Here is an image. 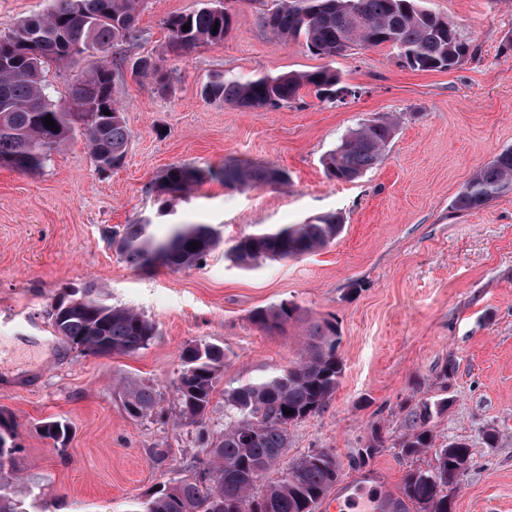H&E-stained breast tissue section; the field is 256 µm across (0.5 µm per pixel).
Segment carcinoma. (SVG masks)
<instances>
[{
  "label": "carcinoma",
  "instance_id": "cac0c4a2",
  "mask_svg": "<svg viewBox=\"0 0 512 512\" xmlns=\"http://www.w3.org/2000/svg\"><path fill=\"white\" fill-rule=\"evenodd\" d=\"M146 0H51L47 13L21 20L7 35H0V166L36 172L69 138L80 135L100 171L123 166L130 140L121 107L115 98L117 64L103 55L136 31ZM265 22L277 37L304 40L309 51L334 57L353 45H389L409 67L449 70L473 55L470 40L451 20L419 5V0H276ZM190 30H183V25ZM218 30H213V27ZM233 15L224 2H211L166 21L169 44L176 51H190L203 44L219 43L229 34ZM79 45L84 51L68 54ZM63 58L85 59L84 78L70 98L83 109L53 101L43 73ZM310 88L319 99L334 101L333 93L345 90L335 71L323 67L312 72H288L242 79L216 74L203 87L205 98L242 108L263 110L300 98ZM110 111L106 115L103 110ZM51 116L54 126L45 125ZM398 120L389 115L370 119L352 130L327 155L325 165L338 180L352 181L373 168L393 140ZM217 179L240 189L260 184L285 185L287 175L268 167L200 169L189 165L169 167L156 182L161 210L192 191L204 179ZM512 190V148L501 151L478 169L458 193L460 210L479 209ZM153 223L144 220L126 225L117 240V252L134 267L180 270L197 266L221 241L208 224H171L158 237ZM343 224L328 213L308 224H294L276 231L248 234L232 246L235 262L248 267L260 259L279 261L314 253L340 235ZM197 243V249L191 244ZM301 318L300 309L283 302L254 311L251 321L268 332H282ZM57 336L93 356L131 354L148 346L154 325L130 307L114 306L93 288L65 292L52 304ZM338 329L333 319L315 322L297 361L273 376L224 390V430L215 438L200 439L206 467L197 479H172L160 485L128 512H212V498L224 494V512H315L337 482L339 471L327 449L312 451L289 462L288 425L324 410L342 375L337 353ZM176 386L181 414L197 421L205 416L224 369V351L199 342L185 347ZM122 396L129 417L153 416L159 405L156 391L140 384L124 386ZM443 398L417 405L408 418L407 433L399 447L415 455L434 447L428 424L433 413L448 408ZM292 410L289 415L286 410ZM45 437L59 444L69 426L61 420L44 423ZM20 445L16 424L0 412V470L17 469ZM433 470L407 472L403 495L428 512H452L453 495L470 462V448L454 442L436 451ZM279 477L258 490L257 482L271 470ZM18 476L0 479V512H27L14 495Z\"/></svg>",
  "mask_w": 512,
  "mask_h": 512
}]
</instances>
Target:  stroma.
<instances>
[{"mask_svg":"<svg viewBox=\"0 0 512 512\" xmlns=\"http://www.w3.org/2000/svg\"><path fill=\"white\" fill-rule=\"evenodd\" d=\"M197 0H147L138 30L110 50L121 63L116 95L131 132L122 168L101 173L81 138L33 174L0 166V411L17 424L28 512H125L172 479H194L206 458L198 431L224 427L226 388L292 364L309 323L334 317L339 385L324 411L289 426L287 458L326 448L343 484L402 499L407 471L434 452L402 455L411 410L448 398L430 426L436 446L467 443L470 464L453 512H512V192L477 210L454 206L476 170L512 148V0H421L454 21L476 49L457 67L421 71L387 45L333 58L304 40H282L256 0H226L235 24L224 42L178 55L165 21ZM162 65L167 87L140 74ZM336 71L350 96L331 103L301 90L287 106L247 110L210 102L209 76ZM396 114L381 160L354 181L330 177L325 156L359 123ZM261 165L290 183L196 186L159 215L153 183L174 165ZM339 213L344 228L324 249L288 261L237 267L242 236ZM149 219L209 224L221 241L202 266L145 271L117 254L113 233ZM68 288H97L112 305L155 327L130 355L82 354L57 338L52 303ZM294 303L302 322L268 333L251 313ZM206 341L224 350V373L204 418L184 419L175 394L180 353ZM155 388L162 415L133 420L124 381ZM62 419L65 444L44 437ZM383 443L351 466L373 434ZM167 457L155 461L153 451Z\"/></svg>","mask_w":512,"mask_h":512,"instance_id":"35a3bbf8","label":"stroma"}]
</instances>
